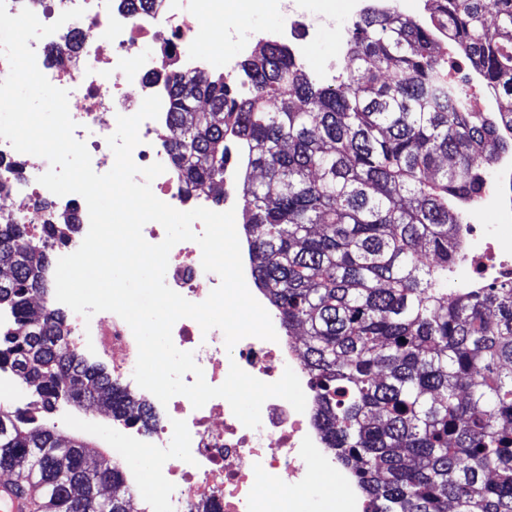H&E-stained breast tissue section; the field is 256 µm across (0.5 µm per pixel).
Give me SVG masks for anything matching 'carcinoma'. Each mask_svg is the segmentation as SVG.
Instances as JSON below:
<instances>
[{
    "label": "carcinoma",
    "mask_w": 512,
    "mask_h": 512,
    "mask_svg": "<svg viewBox=\"0 0 512 512\" xmlns=\"http://www.w3.org/2000/svg\"><path fill=\"white\" fill-rule=\"evenodd\" d=\"M425 0L407 18L372 8L353 24L339 73L317 85L283 44L264 42L224 76L164 71L185 193L224 179L241 150L244 231L257 288L288 333L303 330L315 415L369 512H512V281L452 292L456 209L512 154V107L473 112L448 78V44L474 79L512 101V0ZM69 219L44 235L69 240ZM48 247L0 223V365L43 407L130 412L132 398L73 348L45 286ZM0 470L43 512H135L98 487L124 475L19 408H0Z\"/></svg>",
    "instance_id": "obj_1"
}]
</instances>
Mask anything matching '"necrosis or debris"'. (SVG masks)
<instances>
[{"mask_svg":"<svg viewBox=\"0 0 512 512\" xmlns=\"http://www.w3.org/2000/svg\"><path fill=\"white\" fill-rule=\"evenodd\" d=\"M83 7L82 17L58 24V30L31 41L39 70L55 87L67 90L68 108L75 122L74 136L86 144L96 173L109 172L115 156L108 138L118 116L138 112L145 97L164 95L163 84L153 77L166 62L194 75L209 59L215 39L238 44L239 57L249 55L262 42L258 32H243L227 15L222 0H160L157 11L131 18L119 0H6L9 14L32 10L44 24L58 23L62 12ZM107 36L106 45L92 52L83 46L94 33ZM164 118L144 120L140 143L133 151L141 167L161 163L154 195L177 210L213 208L208 192L185 195L179 174L167 152ZM50 168L41 157L16 151L0 140V183L10 194L0 201V222L27 224L35 232L57 221L51 208L52 193L38 181ZM497 176L486 183L477 206L461 219L462 248L448 269L458 288H481L492 282L512 281V236L500 226L481 223L486 211L512 222V156L501 155ZM166 284L190 302H203L218 287V274L202 267V251L193 241L176 244L169 253ZM175 346L193 352L208 384L221 385L231 365L273 383L285 369L298 376L307 400L315 389L307 373L297 337L277 341L246 337L226 348L221 329L202 331L189 318L172 329ZM70 340L75 346L92 342L112 366V380L122 389L135 387L133 372L138 346L128 324L117 314L99 312L91 319L73 315ZM134 402L151 406L149 426L119 420L117 427L134 447L145 449L159 495L144 498L137 512H300V501L316 480L312 459L335 472L337 462L328 448L312 408L297 412L286 400L272 397L261 408V424L249 428L222 398L193 408L188 398L174 396L161 403L152 393L138 389Z\"/></svg>","mask_w":512,"mask_h":512,"instance_id":"obj_1","label":"necrosis or debris"}]
</instances>
